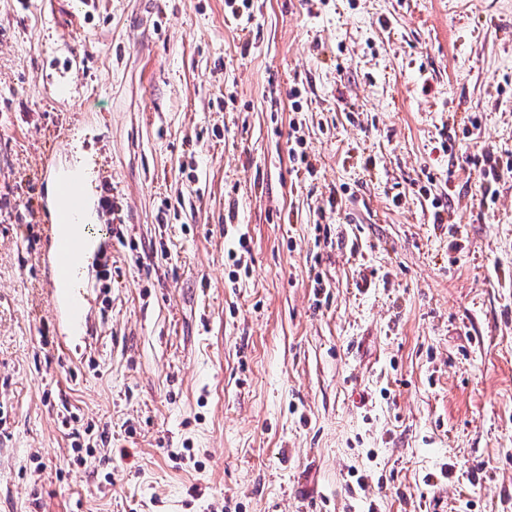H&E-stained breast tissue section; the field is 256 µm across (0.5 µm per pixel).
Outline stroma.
Wrapping results in <instances>:
<instances>
[{
    "mask_svg": "<svg viewBox=\"0 0 512 512\" xmlns=\"http://www.w3.org/2000/svg\"><path fill=\"white\" fill-rule=\"evenodd\" d=\"M251 12L0 0V512H512V0ZM71 168L112 255L72 359Z\"/></svg>",
    "mask_w": 512,
    "mask_h": 512,
    "instance_id": "obj_1",
    "label": "stroma"
}]
</instances>
